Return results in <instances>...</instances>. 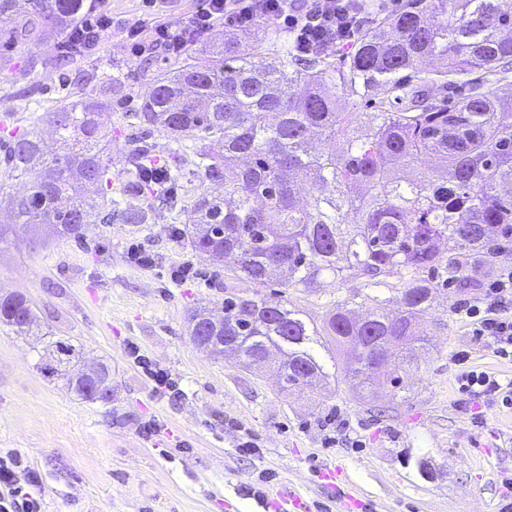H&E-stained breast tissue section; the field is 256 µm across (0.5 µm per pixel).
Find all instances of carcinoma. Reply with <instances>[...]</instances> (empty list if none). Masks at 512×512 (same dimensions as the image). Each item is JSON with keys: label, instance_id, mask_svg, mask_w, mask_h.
Wrapping results in <instances>:
<instances>
[{"label": "carcinoma", "instance_id": "cac0c4a2", "mask_svg": "<svg viewBox=\"0 0 512 512\" xmlns=\"http://www.w3.org/2000/svg\"><path fill=\"white\" fill-rule=\"evenodd\" d=\"M86 14L82 0H0V25L14 42L60 34L44 68L85 57L68 35ZM259 55L234 40L220 56L191 45L158 71L129 113L128 180L116 198L105 154L112 131L98 116L127 97L125 86L106 72L90 88L63 85L53 111L33 110L25 127L0 139V201L15 223L53 224L78 240L92 210L100 224H145L157 207L187 212L204 225L190 237L192 250L216 262L232 257L230 276L256 287L249 297L228 293L216 313H196L190 335L238 339L247 368L280 354L286 389L321 371L310 348L318 332L261 288L280 276L287 287H307L324 274L373 281L395 267L413 272L395 298L363 295L375 305L366 318H355L346 299L326 321L325 335L352 348L346 376L359 390L382 367L381 353L425 335L434 284L420 274L475 287L469 256L494 255L491 233L512 227V134L502 133L512 127V96L497 94L512 75V13L498 0H401L347 51L302 57L284 44L270 65ZM430 57L441 67L421 68ZM345 93L354 108H339ZM45 118L55 128L51 144L38 133ZM156 131L189 143L193 159L156 154ZM315 137L336 149L313 150ZM424 154L449 176L419 167ZM186 177L223 191L188 202L179 193ZM6 178L27 181V192L6 191ZM87 185L100 202L86 197ZM443 237L455 240L456 256L441 255ZM0 324L31 332L30 300H0Z\"/></svg>", "mask_w": 512, "mask_h": 512}]
</instances>
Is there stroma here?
<instances>
[{
	"label": "stroma",
	"mask_w": 512,
	"mask_h": 512,
	"mask_svg": "<svg viewBox=\"0 0 512 512\" xmlns=\"http://www.w3.org/2000/svg\"><path fill=\"white\" fill-rule=\"evenodd\" d=\"M200 0H112V29L96 53L79 61L120 77L130 95L147 91L150 73L130 58L124 30L154 20L185 21ZM52 39L0 45V116L24 124L30 100L54 107L60 77L30 65ZM9 123V124H10ZM0 245V293L31 301L38 333L0 325V452L16 450L41 477L47 512H268L265 499L295 490L309 512H501L512 481V410L467 400L458 391L454 353L472 366L512 379V361L472 336L457 304L475 291L439 288L428 311L429 336L394 394L376 379L367 398L344 377V352L319 336L312 346L325 373L310 388L283 391L274 372L244 368L237 356L214 358L188 331L202 305L251 284L192 251L186 214L158 209L145 224H91L86 243L43 224H12ZM153 259L141 266L130 248ZM191 273L171 274L183 266ZM363 280L321 278L314 288H287L282 299L308 326L323 327L336 303L366 292ZM81 348V366L106 363L112 401L103 405L67 391L41 372L53 342ZM169 378L158 388L144 364ZM250 440L252 453L239 445ZM426 460L431 476L422 475ZM342 467L330 485L326 467Z\"/></svg>",
	"instance_id": "1"
}]
</instances>
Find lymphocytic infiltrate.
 I'll return each mask as SVG.
<instances>
[{
  "label": "lymphocytic infiltrate",
  "instance_id": "f902f5d3",
  "mask_svg": "<svg viewBox=\"0 0 512 512\" xmlns=\"http://www.w3.org/2000/svg\"><path fill=\"white\" fill-rule=\"evenodd\" d=\"M359 2L306 0L304 8L297 11L288 0H201L199 9L182 25H154L151 45L165 57L176 58L189 43L205 41L216 23L242 31L267 21L287 30L295 51L309 54L352 40L365 22ZM463 312L471 321L474 336L490 341L498 357L512 360V269L500 272ZM454 361L460 368L459 392L512 409L511 382L471 369L466 352L456 353ZM38 484L37 473L25 465L21 453H0V512H45Z\"/></svg>",
  "mask_w": 512,
  "mask_h": 512
}]
</instances>
